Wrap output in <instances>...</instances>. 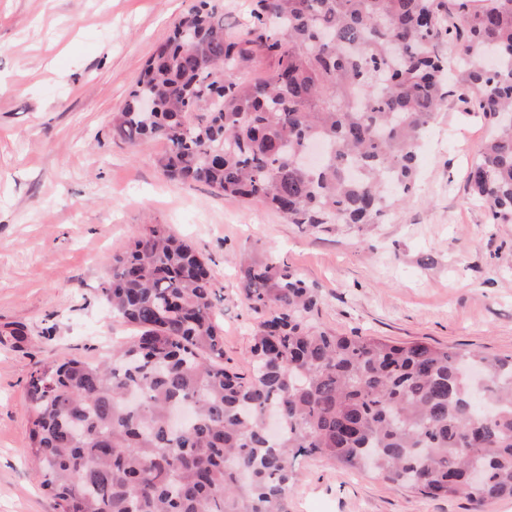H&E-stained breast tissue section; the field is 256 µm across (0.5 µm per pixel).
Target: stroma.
<instances>
[{"label": "stroma", "mask_w": 512, "mask_h": 512, "mask_svg": "<svg viewBox=\"0 0 512 512\" xmlns=\"http://www.w3.org/2000/svg\"><path fill=\"white\" fill-rule=\"evenodd\" d=\"M195 0H0V512H56L30 462L27 383L44 362L106 357L128 326L101 296L113 254L162 224L210 265L224 361L248 373L260 321L236 277L277 253L346 335L512 356V224L472 196L488 121L449 98L416 185L385 223L301 228L261 204L164 177L160 140L112 135L145 61ZM292 512H512L430 499L315 458L297 462Z\"/></svg>", "instance_id": "obj_1"}]
</instances>
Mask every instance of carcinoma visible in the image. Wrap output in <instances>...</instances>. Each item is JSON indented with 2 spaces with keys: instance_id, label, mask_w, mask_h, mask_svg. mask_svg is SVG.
<instances>
[{
  "instance_id": "1",
  "label": "carcinoma",
  "mask_w": 512,
  "mask_h": 512,
  "mask_svg": "<svg viewBox=\"0 0 512 512\" xmlns=\"http://www.w3.org/2000/svg\"><path fill=\"white\" fill-rule=\"evenodd\" d=\"M450 66L459 102L494 126L471 189L512 224V0H253L234 39L213 0H196L112 134L166 141L170 179L290 224H381L415 186ZM313 142L326 154L304 168ZM237 278L262 315L246 375L224 364L217 295L190 244L145 224L112 257L101 294L135 334L28 381V453L57 512H291L299 456L432 498L512 497V356L322 328L316 288L272 254ZM180 404L193 417L176 428Z\"/></svg>"
}]
</instances>
